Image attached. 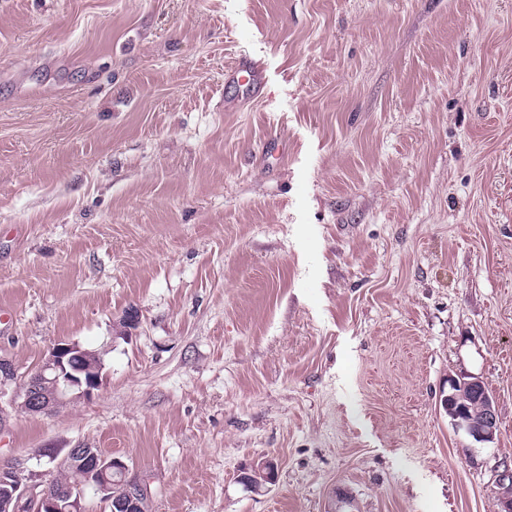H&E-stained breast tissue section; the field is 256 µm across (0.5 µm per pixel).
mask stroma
Here are the masks:
<instances>
[{
  "instance_id": "obj_1",
  "label": "stroma",
  "mask_w": 512,
  "mask_h": 512,
  "mask_svg": "<svg viewBox=\"0 0 512 512\" xmlns=\"http://www.w3.org/2000/svg\"><path fill=\"white\" fill-rule=\"evenodd\" d=\"M242 55L264 93L228 104ZM1 309L18 374L104 368L9 410L0 466L96 448L150 512H495L512 0H0ZM466 371L493 442L439 405ZM102 369L97 351L69 341L53 344L37 370L23 380L11 361L0 358V422L7 413L2 399L10 390L5 402L12 409L51 415L91 397L100 386ZM83 374L88 376L83 378ZM47 382L52 387L51 394L43 390ZM276 472L277 465L275 462L266 459L241 472L239 481L249 489L258 487V492H260L267 487V484L275 482Z\"/></svg>"
}]
</instances>
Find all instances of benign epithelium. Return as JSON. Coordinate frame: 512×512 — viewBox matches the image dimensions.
Returning a JSON list of instances; mask_svg holds the SVG:
<instances>
[{
    "label": "benign epithelium",
    "mask_w": 512,
    "mask_h": 512,
    "mask_svg": "<svg viewBox=\"0 0 512 512\" xmlns=\"http://www.w3.org/2000/svg\"><path fill=\"white\" fill-rule=\"evenodd\" d=\"M103 369L100 354L81 345L59 341L52 345L40 366L20 379L13 363L0 358V421L7 408L29 414L51 415L98 389ZM443 410L456 432L477 443L491 442L499 430V406L481 377L460 373L448 378ZM35 463L16 462L0 467V512H85L84 491L91 487L110 512H134L143 480L130 473L119 457L105 456L92 448L46 447ZM77 465L85 472L84 484L51 492L43 477L55 469ZM277 465L263 460L241 472L245 487L260 490L275 482ZM497 512H512V462L497 470Z\"/></svg>",
    "instance_id": "obj_1"
}]
</instances>
